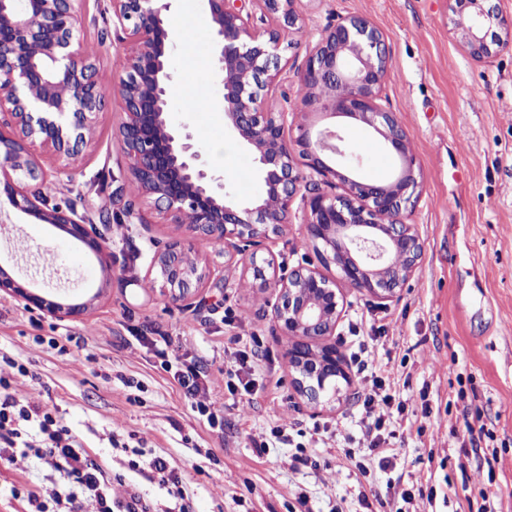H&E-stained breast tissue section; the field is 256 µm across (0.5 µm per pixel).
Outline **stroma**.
I'll use <instances>...</instances> for the list:
<instances>
[{
  "label": "stroma",
  "instance_id": "1",
  "mask_svg": "<svg viewBox=\"0 0 512 512\" xmlns=\"http://www.w3.org/2000/svg\"><path fill=\"white\" fill-rule=\"evenodd\" d=\"M295 8L301 25L268 108L298 111L297 72L321 34L341 17H367L390 50L381 103L406 130L422 172L411 205L424 245L420 267L391 301L345 289L343 319L330 338L347 357L349 321L386 328L375 349L398 364L390 392L404 402L411 424L398 429L391 462L380 464L364 436L356 384L342 385L322 408L301 402L284 355L287 341L272 319L274 297L254 285L248 266L201 241L194 252L210 277L192 298L171 300L149 280L154 254L177 229L127 184L131 163L117 132L125 118L118 84L129 45L117 37L107 0H83L78 32L105 105L71 181L39 188L47 206L71 204L106 252L94 257L50 224L0 209V222L27 235L31 249L20 256L0 238V266L22 282L37 275L36 291L47 298L89 304L85 315L55 318L0 294V354L35 374L18 378L13 391L57 410L106 472L136 480L149 500H165L166 493L135 479L128 462L137 449L165 458L182 476L194 512H290L302 494L311 512H512V50L486 62L471 59L456 40L448 0H297ZM202 16V0L171 4V118L187 124L207 168L223 175L238 198H253L261 184L251 154L224 128L211 35L196 30ZM351 137L364 155L363 177L386 178L393 157L384 140L357 125ZM260 254L284 272L305 264L313 252L304 224H290ZM153 331L170 336L181 363L205 356L217 369L225 337H259L265 387L252 416L240 421L226 413L223 434L213 433L146 342ZM51 337L64 350L50 348ZM476 413L493 436L475 449L464 417ZM281 424L291 444L270 440L258 454L254 441ZM316 424L352 435L353 458L329 441L305 449L308 464L289 469L288 456ZM491 455L498 458L492 487L483 466ZM358 459L367 474L355 468ZM31 483L67 485L38 459L0 462V512H24L11 489ZM409 487L417 493L406 502L400 491Z\"/></svg>",
  "mask_w": 512,
  "mask_h": 512
}]
</instances>
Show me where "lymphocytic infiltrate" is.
Here are the masks:
<instances>
[{
    "instance_id": "1",
    "label": "lymphocytic infiltrate",
    "mask_w": 512,
    "mask_h": 512,
    "mask_svg": "<svg viewBox=\"0 0 512 512\" xmlns=\"http://www.w3.org/2000/svg\"><path fill=\"white\" fill-rule=\"evenodd\" d=\"M351 359L354 377L362 390L365 434L371 448L388 452L396 437L395 399L386 389L394 366L391 361L377 358L361 336L356 339ZM29 374L25 365L11 357L0 356V458L14 464L34 457L72 482L65 495L55 486L31 484L22 488L21 493L34 512H48L47 506L51 503L61 512H191L178 478L168 461L160 456L143 465L131 462L130 467L139 470L147 481L166 489L168 503L148 502L134 485L124 495H113L111 478L96 457L76 440L69 427L46 406L16 397L12 390L14 377ZM260 376L254 350L248 349L240 336L227 337L224 384L229 393L238 396L231 407L241 419H248L255 408L256 381ZM173 379L186 398L195 400L209 427H223L224 412L229 406L213 398L215 381L205 361L199 359L175 369Z\"/></svg>"
}]
</instances>
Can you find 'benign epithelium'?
<instances>
[{"instance_id": "benign-epithelium-1", "label": "benign epithelium", "mask_w": 512, "mask_h": 512, "mask_svg": "<svg viewBox=\"0 0 512 512\" xmlns=\"http://www.w3.org/2000/svg\"><path fill=\"white\" fill-rule=\"evenodd\" d=\"M80 2L0 0V207L7 203L56 226L99 258L103 240L72 209L45 212L38 205L42 197L25 186L46 180L30 152L36 143L59 157L56 178L69 176L105 103L97 69L78 39ZM108 2L131 43L119 84L126 120L118 137L131 160L132 184L167 221L189 231L164 243L151 275L180 301L208 278L193 257L194 242L223 243L224 254L246 262L260 287L275 295L272 317L287 339L297 393L310 405L320 404L336 381H350L342 355L325 343L344 308L338 282L391 299L415 275L424 254L408 210L420 170L407 133L378 104L389 68L384 35L364 17H344L320 37L298 75L305 113L370 127L395 154L391 176L370 181L353 161L346 128L299 125L298 134L287 138L284 113L265 107L291 48L284 35L298 29L296 0H204L212 65L224 87V123L252 154L263 187L259 196L243 201L201 162L188 125L168 117L175 45L166 23L171 0ZM248 3L261 11V20L272 21L261 34L251 24L252 13L245 12ZM450 9L458 42L472 59L512 47V12L489 11L483 0H452ZM336 187L342 192H332ZM297 200L315 261L285 276L273 262L257 261L255 248L286 231ZM332 266L339 271L336 280L324 273ZM0 292L52 316L85 310L31 291L2 267Z\"/></svg>"}]
</instances>
